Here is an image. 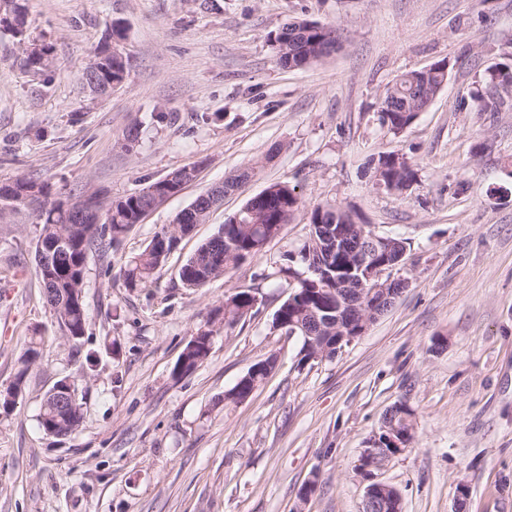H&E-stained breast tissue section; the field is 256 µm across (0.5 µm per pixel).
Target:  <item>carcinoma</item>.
I'll return each mask as SVG.
<instances>
[{"label": "carcinoma", "instance_id": "cac0c4a2", "mask_svg": "<svg viewBox=\"0 0 512 512\" xmlns=\"http://www.w3.org/2000/svg\"><path fill=\"white\" fill-rule=\"evenodd\" d=\"M8 19H0V29L11 34L20 42H31L27 14L22 0H11L4 9ZM335 28L316 21L295 20L285 24L270 38L278 63L288 69H298L316 63L335 46L329 34ZM124 37L123 30L112 26L107 30L103 42L97 48L94 58L82 76L89 94L94 87H110L112 82L125 80L129 60L115 55L112 44ZM23 65L33 71H44L52 62V47L41 43L36 53H24ZM444 74L441 63L437 62L421 70L400 75L389 86L381 98L380 121L387 132L397 135L409 127L417 114L424 111L426 102L441 89ZM487 85L490 92L484 101L482 111L500 112L509 108L512 102V65L501 64L488 71ZM256 167H246L225 177L224 194H229L255 174ZM377 180L401 192L415 178L412 166L398 160L395 154L378 157L374 165ZM195 177V168L182 167L168 173L148 185L142 191L112 201L108 208L97 206L95 219L87 224H72L66 215V206L72 196L55 192L45 182L22 178L23 185L37 189L41 196L19 201L9 196L11 185L0 184V224L7 223L8 217L17 210L29 208L40 226L35 243V272L43 290L53 289V294H44L47 304L57 300L53 309L63 336L74 347L81 346L86 333L84 303L85 276L89 260L107 253L117 245L123 235L139 223L150 205V190L159 188L163 194L172 197ZM301 204V198L294 186L273 183L264 189V195L251 198L246 205L251 207L252 217L246 224H236L229 219L216 235L201 244L195 253L180 267L178 276L187 288H201L211 280L237 268L246 260L258 255L268 241L279 236ZM210 204L197 205L190 216L175 219V223L164 227L140 253L132 256L121 268L127 288L135 290L153 282L163 269L168 255L177 248L183 236L191 232L196 224L206 221ZM343 228L346 232L344 257L363 252L369 245L370 228H362L351 213L335 205H317L310 213L309 239L294 253L283 254V272L292 271V266H305L307 276L298 281L295 291L289 294L274 314L273 326L287 332L296 331L302 337L301 353L308 359L319 354L320 359L333 357L337 343L347 333L350 323H358L368 317L367 309L345 306L338 308L336 284L323 281L316 274L318 254L312 249V242L322 240L331 227ZM252 296L249 291H238L224 299V304L210 313V317L191 336L172 370L176 380L194 372L209 356L211 336L215 322L231 329L252 312ZM39 343L31 340L25 352L24 369L8 386H0V408L8 411L22 394L26 369L39 357ZM258 370L247 372L249 378L239 381L224 393V403L239 404L247 400L265 380L274 366V359L268 358L257 363ZM63 389L71 390L70 399L61 403L52 395L43 399L39 424L48 436L71 435L82 420V404L77 388L69 378L56 381ZM382 426L397 427L398 434L412 441L414 421L410 410L383 418Z\"/></svg>", "mask_w": 512, "mask_h": 512}]
</instances>
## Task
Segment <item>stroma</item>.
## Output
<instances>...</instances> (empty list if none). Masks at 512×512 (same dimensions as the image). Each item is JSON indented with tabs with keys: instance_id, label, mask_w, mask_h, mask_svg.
Listing matches in <instances>:
<instances>
[{
	"instance_id": "35a3bbf8",
	"label": "stroma",
	"mask_w": 512,
	"mask_h": 512,
	"mask_svg": "<svg viewBox=\"0 0 512 512\" xmlns=\"http://www.w3.org/2000/svg\"><path fill=\"white\" fill-rule=\"evenodd\" d=\"M33 37L54 47L44 75L0 32V183L33 178L97 192L102 204L171 171L196 177L149 210L101 257L84 287L81 348L41 299L29 211L0 224V385L31 339L40 356L21 396L0 411V512H362L367 479L397 487L404 512H512V112L478 111L484 74L512 50V0H25ZM335 26L339 48L282 68L269 42L288 21ZM130 71L110 97L81 76L112 22ZM447 60L448 82L403 133L378 120L401 73ZM165 121H156V113ZM139 142L125 150L131 126ZM274 159H267L270 149ZM397 154L417 175L396 193L372 159ZM256 175L195 225L149 287L120 269L225 176ZM298 186L302 203L262 252L197 289L178 270L267 185ZM349 209L404 239L409 288L329 360L302 361V340L273 328L301 267L282 272L319 204ZM257 304L218 330L209 357L176 380L185 344L225 298ZM442 347H433L434 338ZM116 342L119 355L108 353ZM275 366L251 397L223 404L256 363ZM69 377L79 430L52 438L44 394ZM403 404L415 433L363 468L382 418ZM316 487L307 503L299 494Z\"/></svg>"
}]
</instances>
